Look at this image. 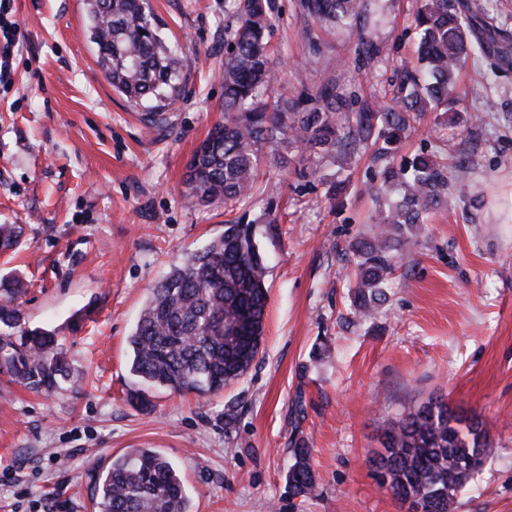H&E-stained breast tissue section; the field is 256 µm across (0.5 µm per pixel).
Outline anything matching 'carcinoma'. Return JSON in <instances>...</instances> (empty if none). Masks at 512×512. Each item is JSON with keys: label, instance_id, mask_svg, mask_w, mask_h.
Returning <instances> with one entry per match:
<instances>
[{"label": "carcinoma", "instance_id": "obj_1", "mask_svg": "<svg viewBox=\"0 0 512 512\" xmlns=\"http://www.w3.org/2000/svg\"><path fill=\"white\" fill-rule=\"evenodd\" d=\"M89 35L97 64L114 89L148 118L172 104L181 90L182 59L167 44L147 0H86ZM318 21L353 29L367 0H302ZM236 26L225 39L224 123L195 150L188 165L186 199L194 205L245 204L254 193L258 146L286 141L318 155L355 153L372 134L383 141L385 161L379 196L398 195L378 212L375 235L351 245L354 308L374 311L386 300L404 253L410 228L433 211L465 198L472 162L453 167L432 154L394 162L410 120L427 109L457 111V72L470 55H493L499 68L512 65V49L497 42L465 0H424L417 10L420 32L417 64L399 70V96L379 112L298 110L270 101L273 75L268 36L272 0H235ZM23 227L0 225V251L21 245ZM23 282L0 278V368L37 389L53 390L68 377L56 332L22 327L18 298ZM268 306L267 266L250 224L230 222L224 231L191 252L151 288L129 336L128 400L146 409L151 401L141 385L199 395L218 392L242 378L256 361ZM382 449L369 458L381 485L407 512H452L459 492L493 453L489 430L478 417L430 399L392 416L380 427ZM293 463L286 473L294 494L316 491L310 448L291 441ZM96 512H190L173 465L151 448L112 459L98 473Z\"/></svg>", "mask_w": 512, "mask_h": 512}]
</instances>
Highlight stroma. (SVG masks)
<instances>
[{
  "label": "stroma",
  "instance_id": "1",
  "mask_svg": "<svg viewBox=\"0 0 512 512\" xmlns=\"http://www.w3.org/2000/svg\"><path fill=\"white\" fill-rule=\"evenodd\" d=\"M273 3L274 97L308 110L327 87L347 112L390 103L422 0H368L367 54L300 0ZM150 4L183 53L181 95L153 123L103 77L84 0L13 2L28 41L0 83V224L25 233L0 276L25 282L23 321L56 331L73 379L47 392L0 373V512H94L95 467L133 448L171 461L190 512H407L368 460L383 420L436 396L479 415L495 448L453 512H512V224L489 212L512 174V125L497 121L512 113V66L469 59L457 84L483 97L466 100L467 117L425 113L402 139L404 154L473 160L478 221L458 206L416 225L387 301L364 319L343 253L375 229L380 162L266 143L248 205H189L187 164L224 120L236 15L231 0ZM231 221L256 225L269 268L260 358L220 392L157 389L150 410L133 407L128 337L151 288ZM297 436L312 452V499L285 481Z\"/></svg>",
  "mask_w": 512,
  "mask_h": 512
}]
</instances>
